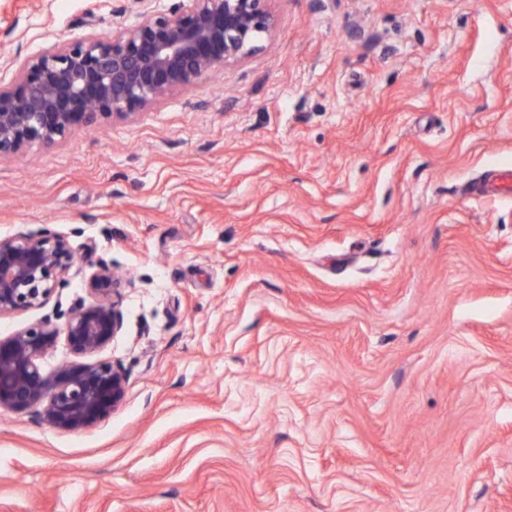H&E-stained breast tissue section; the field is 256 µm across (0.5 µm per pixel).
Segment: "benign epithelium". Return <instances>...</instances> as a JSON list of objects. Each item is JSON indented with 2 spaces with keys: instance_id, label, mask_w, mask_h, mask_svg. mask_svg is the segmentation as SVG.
<instances>
[{
  "instance_id": "7a95c632",
  "label": "benign epithelium",
  "mask_w": 512,
  "mask_h": 512,
  "mask_svg": "<svg viewBox=\"0 0 512 512\" xmlns=\"http://www.w3.org/2000/svg\"><path fill=\"white\" fill-rule=\"evenodd\" d=\"M271 0H181L170 14L149 15L109 38L90 35L25 61L17 83L0 86V157L34 142L50 145L100 118L132 119L176 90L256 52L276 25ZM81 265L54 230L0 237V317L45 307ZM89 302L69 311L63 328L31 323L0 339V409L41 406L62 429L97 422L124 398L127 376L115 361L63 364L52 375L40 359L59 333L90 355L120 335L122 287L112 267L91 265Z\"/></svg>"
}]
</instances>
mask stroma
I'll use <instances>...</instances> for the list:
<instances>
[{"instance_id": "1", "label": "stroma", "mask_w": 512, "mask_h": 512, "mask_svg": "<svg viewBox=\"0 0 512 512\" xmlns=\"http://www.w3.org/2000/svg\"><path fill=\"white\" fill-rule=\"evenodd\" d=\"M180 0H0V84ZM242 62L0 158V235L126 284L76 430L0 410V512H512V0H273ZM72 274L0 338L64 326ZM502 190L512 192V170L509 168L491 172L480 185L472 188V193L476 196H486Z\"/></svg>"}]
</instances>
